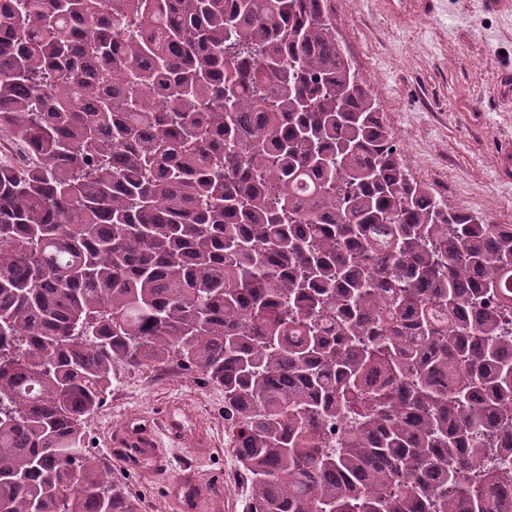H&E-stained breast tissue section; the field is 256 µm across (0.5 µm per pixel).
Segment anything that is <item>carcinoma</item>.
I'll return each mask as SVG.
<instances>
[{
    "label": "carcinoma",
    "instance_id": "obj_1",
    "mask_svg": "<svg viewBox=\"0 0 512 512\" xmlns=\"http://www.w3.org/2000/svg\"><path fill=\"white\" fill-rule=\"evenodd\" d=\"M351 77L330 0H0V512H137L83 423L173 357L247 512H512V224Z\"/></svg>",
    "mask_w": 512,
    "mask_h": 512
}]
</instances>
